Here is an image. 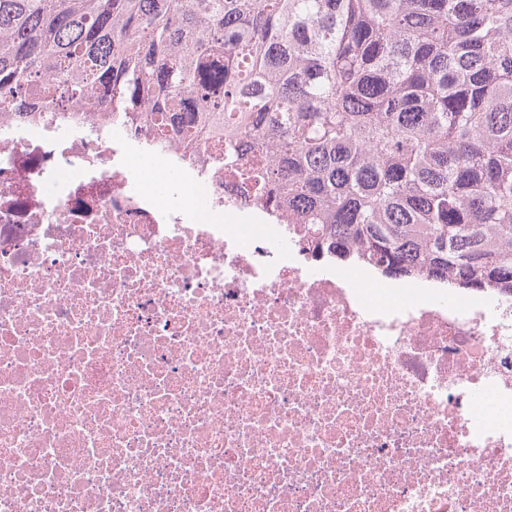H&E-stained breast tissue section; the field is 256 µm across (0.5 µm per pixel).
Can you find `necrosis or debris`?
Masks as SVG:
<instances>
[{"instance_id": "1", "label": "necrosis or debris", "mask_w": 512, "mask_h": 512, "mask_svg": "<svg viewBox=\"0 0 512 512\" xmlns=\"http://www.w3.org/2000/svg\"><path fill=\"white\" fill-rule=\"evenodd\" d=\"M144 134L0 114V512H512V296L373 303ZM145 187L156 194L163 202L174 200L172 187L177 182L178 176L175 173L164 172V175L157 179L155 175L141 173Z\"/></svg>"}]
</instances>
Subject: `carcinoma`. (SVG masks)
<instances>
[{"label": "carcinoma", "instance_id": "cac0c4a2", "mask_svg": "<svg viewBox=\"0 0 512 512\" xmlns=\"http://www.w3.org/2000/svg\"><path fill=\"white\" fill-rule=\"evenodd\" d=\"M0 95L191 115L324 256L512 294V0H0Z\"/></svg>", "mask_w": 512, "mask_h": 512}]
</instances>
